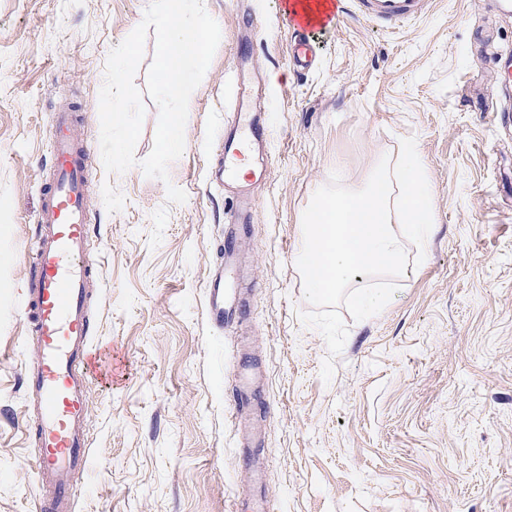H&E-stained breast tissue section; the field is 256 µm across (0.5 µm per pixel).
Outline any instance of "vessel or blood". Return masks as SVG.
Here are the masks:
<instances>
[{"label":"vessel or blood","mask_w":512,"mask_h":512,"mask_svg":"<svg viewBox=\"0 0 512 512\" xmlns=\"http://www.w3.org/2000/svg\"><path fill=\"white\" fill-rule=\"evenodd\" d=\"M340 0H284L294 8L296 35L290 58L305 66L310 60L307 37L320 14L329 20ZM361 15L394 26L421 16L429 0H357ZM269 132L258 113H238L224 137L221 175L224 182L249 187L266 175L264 149ZM53 178L46 184L37 215L38 238L25 296L34 357L25 368V385L34 426L29 432L37 450L34 461L38 512H73L74 482L90 466L87 411L91 385L109 349L91 335L88 302L95 281L83 257L90 236V210L85 187L86 151L75 132L73 113H56L50 131ZM239 281L240 264L232 246L224 263L207 283V316L224 323V282ZM254 382V366L242 363L236 384L234 418H242Z\"/></svg>","instance_id":"1"}]
</instances>
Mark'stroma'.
Returning <instances> with one entry per match:
<instances>
[{
  "label": "stroma",
  "instance_id": "1",
  "mask_svg": "<svg viewBox=\"0 0 512 512\" xmlns=\"http://www.w3.org/2000/svg\"><path fill=\"white\" fill-rule=\"evenodd\" d=\"M150 0H0V512H36L35 450L24 435L22 365L32 358L19 305L36 246L49 129L72 109L89 153L86 263L98 274L94 334L113 364L90 391L91 468L75 512H512V13L495 0H433L389 27L342 0L311 31L315 60L293 68L281 0H203L221 41L189 100L185 149L168 181L146 177L159 109L145 95L156 39L134 76L144 119L136 166L106 172L99 92L110 51ZM262 84L273 135L251 223L237 232L249 299L224 327L205 285L234 224L211 183L224 133ZM414 138L436 233L378 314L346 318L328 356L296 265L301 217L342 160L363 188L381 158ZM187 194L169 202L168 186ZM257 363L251 399L270 474L256 484L233 420L235 369Z\"/></svg>",
  "mask_w": 512,
  "mask_h": 512
}]
</instances>
